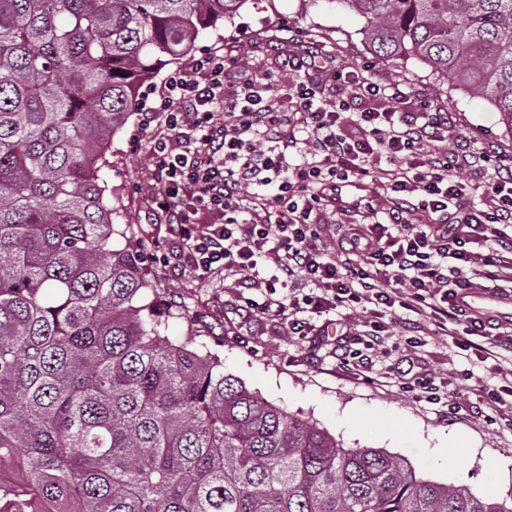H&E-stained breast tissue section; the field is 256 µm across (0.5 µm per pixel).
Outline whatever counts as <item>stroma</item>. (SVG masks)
<instances>
[{"instance_id": "stroma-1", "label": "stroma", "mask_w": 512, "mask_h": 512, "mask_svg": "<svg viewBox=\"0 0 512 512\" xmlns=\"http://www.w3.org/2000/svg\"><path fill=\"white\" fill-rule=\"evenodd\" d=\"M363 27V18L336 0H247L231 20L203 31L194 52L217 46L236 50L244 71L274 74L285 88L299 78L286 68V57L322 51L336 65L335 72L318 78L326 98L340 94L357 109L380 112L387 99L360 98L345 72L382 83L403 81L405 97L397 111L447 112L449 144L474 138L493 149L486 167L468 171L473 182L486 181L496 166L512 165V134L487 100L457 90L452 80L431 74L416 58L379 60ZM152 138V132L140 129L138 114H131L111 140L105 178L120 195L114 243L123 245L128 238L136 243L168 320L170 340L217 353L225 371L250 390L317 421L344 447L403 456L424 478L468 486L479 497H512V472L488 470L493 458L512 457V431L470 411L479 388L496 389L504 379L476 364L472 352L445 336L424 335L409 342L396 317L389 321L385 346L367 349L353 338L357 316L341 307L332 311L329 325L306 314L305 335L298 338L291 335L287 320L246 308V299L263 301V291L245 289L220 271L201 279L163 262L172 240L154 211ZM406 355L418 361L419 379L440 385L445 397L430 402L407 390L397 371Z\"/></svg>"}]
</instances>
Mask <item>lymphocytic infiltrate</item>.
<instances>
[{
	"label": "lymphocytic infiltrate",
	"mask_w": 512,
	"mask_h": 512,
	"mask_svg": "<svg viewBox=\"0 0 512 512\" xmlns=\"http://www.w3.org/2000/svg\"><path fill=\"white\" fill-rule=\"evenodd\" d=\"M142 129L164 128L150 148L156 210L178 243V266L203 278L222 270L242 287L265 289L261 308L300 333L299 316L339 307L367 314L356 338L381 346V318L408 311L406 330H433L467 345L483 331L477 314L458 305L473 287L475 250L500 247L498 268L512 271V170L495 173L488 209L464 207L475 190L461 170L488 162L487 150H450L443 113L422 120L401 112L352 113L327 100L312 80L280 90L264 73H242L216 47L151 86ZM300 115L297 140L286 112ZM303 142L301 163L288 150ZM386 190V222L363 225L338 246L323 216L339 186L358 178ZM435 224L416 222V215ZM273 265L264 277L262 261ZM288 294L276 297L277 287Z\"/></svg>",
	"instance_id": "obj_1"
}]
</instances>
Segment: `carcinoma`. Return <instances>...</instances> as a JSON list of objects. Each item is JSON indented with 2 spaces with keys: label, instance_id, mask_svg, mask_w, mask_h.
Masks as SVG:
<instances>
[{
  "label": "carcinoma",
  "instance_id": "1",
  "mask_svg": "<svg viewBox=\"0 0 512 512\" xmlns=\"http://www.w3.org/2000/svg\"><path fill=\"white\" fill-rule=\"evenodd\" d=\"M246 0H0V512H512L346 448L163 334L104 170L141 86ZM512 134V0H340ZM87 155L96 165L77 174Z\"/></svg>",
  "mask_w": 512,
  "mask_h": 512
}]
</instances>
